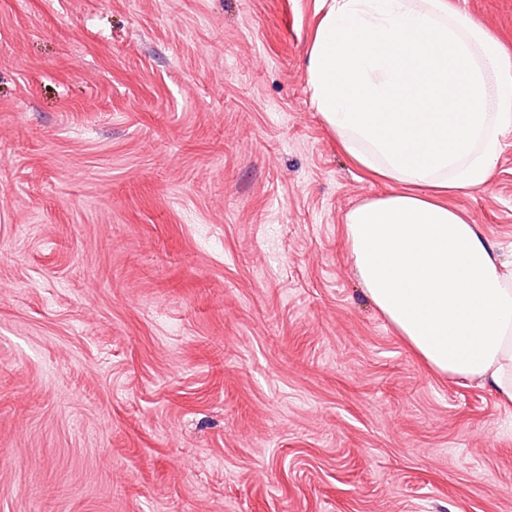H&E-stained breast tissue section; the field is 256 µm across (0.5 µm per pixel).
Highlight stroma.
<instances>
[{
	"instance_id": "1",
	"label": "stroma",
	"mask_w": 512,
	"mask_h": 512,
	"mask_svg": "<svg viewBox=\"0 0 512 512\" xmlns=\"http://www.w3.org/2000/svg\"><path fill=\"white\" fill-rule=\"evenodd\" d=\"M512 58V0H448ZM323 0H0V512H512V409L428 369L311 103ZM512 248V138L448 198Z\"/></svg>"
}]
</instances>
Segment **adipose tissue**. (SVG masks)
I'll use <instances>...</instances> for the list:
<instances>
[{"label":"adipose tissue","instance_id":"adipose-tissue-1","mask_svg":"<svg viewBox=\"0 0 512 512\" xmlns=\"http://www.w3.org/2000/svg\"><path fill=\"white\" fill-rule=\"evenodd\" d=\"M307 71L339 147L392 187L344 217L364 294L428 368L512 407V260L448 204L512 134V61L448 0H324Z\"/></svg>","mask_w":512,"mask_h":512}]
</instances>
